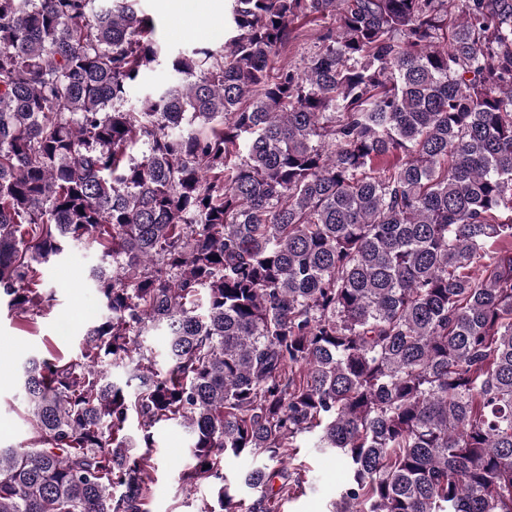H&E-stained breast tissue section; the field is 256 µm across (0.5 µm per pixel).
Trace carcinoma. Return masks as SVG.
<instances>
[{
	"label": "carcinoma",
	"mask_w": 512,
	"mask_h": 512,
	"mask_svg": "<svg viewBox=\"0 0 512 512\" xmlns=\"http://www.w3.org/2000/svg\"><path fill=\"white\" fill-rule=\"evenodd\" d=\"M229 2L136 110L140 0H0V303L42 316L78 243L102 305L22 364L0 512H149L168 421L196 512H273L301 438L346 469L332 512H512V0ZM330 19H311L295 23L296 39L286 52L281 53L275 60L274 67L297 65L303 57L316 49L319 45V37L323 30L331 26Z\"/></svg>",
	"instance_id": "cac0c4a2"
}]
</instances>
